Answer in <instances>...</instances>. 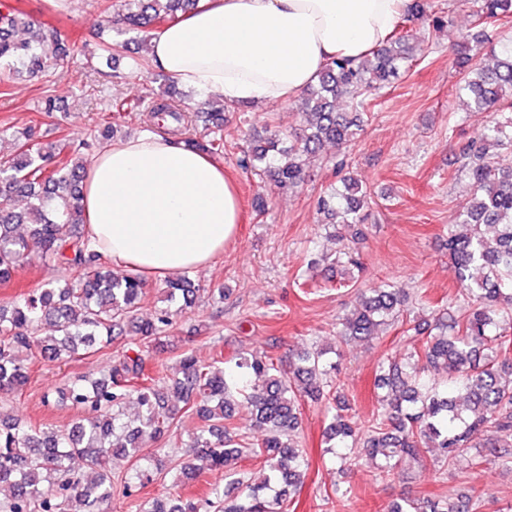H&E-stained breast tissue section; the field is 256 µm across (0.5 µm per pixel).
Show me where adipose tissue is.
I'll return each instance as SVG.
<instances>
[{"mask_svg":"<svg viewBox=\"0 0 512 512\" xmlns=\"http://www.w3.org/2000/svg\"><path fill=\"white\" fill-rule=\"evenodd\" d=\"M408 0H201L150 34L154 67L202 96L285 103L332 58L379 48ZM82 205L89 245L116 266L160 277L211 264L234 237L239 202L224 166L146 133L91 160Z\"/></svg>","mask_w":512,"mask_h":512,"instance_id":"adipose-tissue-1","label":"adipose tissue"}]
</instances>
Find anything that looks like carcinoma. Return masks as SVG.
<instances>
[{
  "instance_id": "obj_1",
  "label": "carcinoma",
  "mask_w": 512,
  "mask_h": 512,
  "mask_svg": "<svg viewBox=\"0 0 512 512\" xmlns=\"http://www.w3.org/2000/svg\"><path fill=\"white\" fill-rule=\"evenodd\" d=\"M197 2L123 0L111 25L121 40L104 50L118 59L128 51L132 36L176 19ZM476 5L474 16L481 24L512 16V0H476ZM425 21L438 29L452 17L443 10L428 11L426 0H411L382 47L359 62H328L318 82L303 94L304 129L289 135L276 131L261 139L240 158L242 169L268 176L281 194L298 188L307 158L327 143L340 146L353 140L369 120L374 92L413 65V56L404 49L408 26ZM28 25L21 11L0 13V69L38 78L69 48L57 29H38L32 41H17L14 31ZM471 42L460 82L473 96L470 111L512 109V39L491 49L492 56H501L493 68L476 61L483 32L473 33ZM167 89L148 101H115L108 112H149L163 122L169 118L179 134L192 119L170 102L175 84ZM339 98L349 101L351 111H335ZM204 127L203 134L186 137L184 143L204 153H223L224 113L208 114ZM19 140L21 152L0 162V284L10 282L33 255L56 262L69 277L61 285L44 284L0 304V392L16 393L29 380V367L15 354L19 347L59 363L98 351L126 333L130 342L103 378L78 380L60 391V400L83 413L71 427L37 428L0 416V485L11 489L0 512H104L112 500V464L131 462L123 481L127 496L131 488L153 482L164 468L157 456L142 453L143 439L173 434L176 420L186 413L198 422L187 438L176 441L191 453L183 459L182 476L195 471L194 457L224 470L232 483H244L237 470L244 457L268 465L270 476L245 486L244 499L232 504L224 500V487L215 484L202 497L154 498L143 512H286L304 484V451L295 437L308 400L326 410V452L335 465L344 467L366 456L377 460L380 476L390 477L403 462L419 461L425 450L435 448L448 466L468 456L475 471L493 464L512 471V448L501 444L504 438L512 441V378L505 370L512 367V119L488 121L460 149L462 173L473 188L459 216L466 232L448 225V256L459 286L456 299L463 301L460 312L440 309L434 331L424 335L421 325L404 316L406 299L381 281L360 296L344 319L340 337L345 341L370 338L395 324L405 326V333L414 332L404 352L380 362L378 385L385 393L365 425L348 414L339 384L331 379L311 383L313 377L327 375L323 350L302 354L291 376L266 355L240 356L228 365L221 354L206 363L190 350L178 358L179 377L166 382L150 375L141 348L167 346L170 312L160 309L151 319L139 318L144 279L113 270L106 256L87 249L85 236L77 231L85 223V159L65 155V144L40 142L30 127ZM15 195L34 199L26 234L18 231L24 216L10 207ZM366 204L367 192L347 179L342 191L321 199L328 218L338 217L344 226L336 235L335 254L322 258L328 266L360 269L345 240L357 237ZM163 290L171 300L182 297L188 307L203 293L224 298V289L203 288L187 274L166 280ZM44 323L54 334H38ZM235 397L254 406L262 438L255 440L227 424ZM131 405L137 409L135 427L123 419V410ZM75 460L84 463L91 478L72 471ZM484 498L485 491L473 486L464 496L450 493L439 500L396 503L391 512H474Z\"/></svg>"
}]
</instances>
